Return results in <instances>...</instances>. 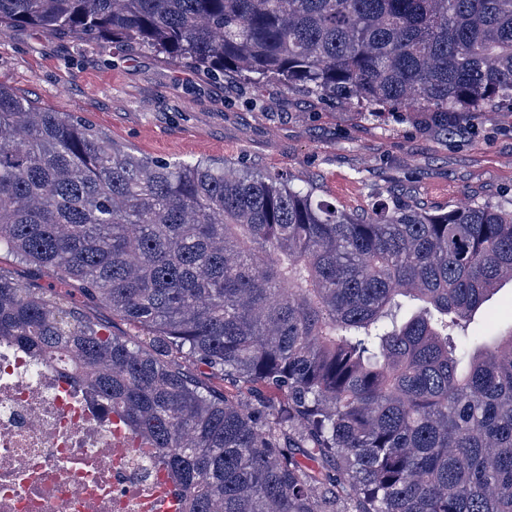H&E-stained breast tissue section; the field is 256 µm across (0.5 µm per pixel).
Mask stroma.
I'll return each instance as SVG.
<instances>
[{
    "label": "stroma",
    "instance_id": "stroma-1",
    "mask_svg": "<svg viewBox=\"0 0 512 512\" xmlns=\"http://www.w3.org/2000/svg\"><path fill=\"white\" fill-rule=\"evenodd\" d=\"M0 83L168 161L224 160L295 177L350 213L388 188L427 208L512 196V112L456 120L448 136L364 122L269 83L249 95L151 49L0 26Z\"/></svg>",
    "mask_w": 512,
    "mask_h": 512
}]
</instances>
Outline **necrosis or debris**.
<instances>
[{"mask_svg": "<svg viewBox=\"0 0 512 512\" xmlns=\"http://www.w3.org/2000/svg\"><path fill=\"white\" fill-rule=\"evenodd\" d=\"M89 393L0 343V512H163L173 488Z\"/></svg>", "mask_w": 512, "mask_h": 512, "instance_id": "necrosis-or-debris-1", "label": "necrosis or debris"}]
</instances>
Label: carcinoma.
Masks as SVG:
<instances>
[{
	"label": "carcinoma",
	"instance_id": "carcinoma-1",
	"mask_svg": "<svg viewBox=\"0 0 512 512\" xmlns=\"http://www.w3.org/2000/svg\"><path fill=\"white\" fill-rule=\"evenodd\" d=\"M2 24L443 136L512 111V0H0ZM2 252L51 284L0 271V340L152 448L176 512H512V328L470 330L512 283V196L433 210L386 189L359 219L0 84ZM92 314L111 333L121 335L133 332L132 328L121 317L112 315V311L106 307L96 308Z\"/></svg>",
	"mask_w": 512,
	"mask_h": 512
}]
</instances>
